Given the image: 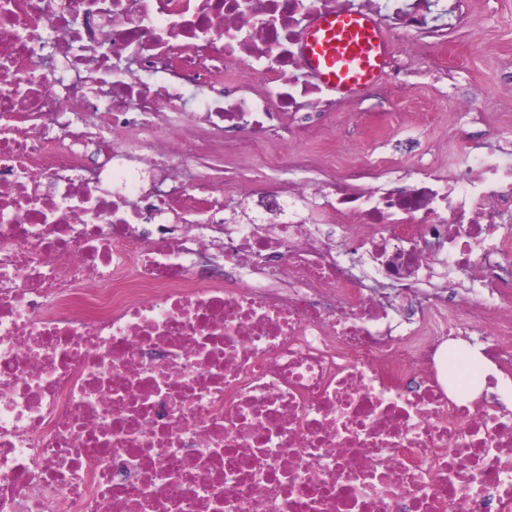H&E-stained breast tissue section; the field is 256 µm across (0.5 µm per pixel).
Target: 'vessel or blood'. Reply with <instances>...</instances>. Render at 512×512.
I'll return each mask as SVG.
<instances>
[{
	"label": "vessel or blood",
	"instance_id": "vessel-or-blood-1",
	"mask_svg": "<svg viewBox=\"0 0 512 512\" xmlns=\"http://www.w3.org/2000/svg\"><path fill=\"white\" fill-rule=\"evenodd\" d=\"M302 50L309 69L344 98L379 79L390 54L377 20L354 11L318 15L304 32Z\"/></svg>",
	"mask_w": 512,
	"mask_h": 512
}]
</instances>
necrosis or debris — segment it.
<instances>
[{"instance_id":"1","label":"necrosis or debris","mask_w":512,"mask_h":512,"mask_svg":"<svg viewBox=\"0 0 512 512\" xmlns=\"http://www.w3.org/2000/svg\"><path fill=\"white\" fill-rule=\"evenodd\" d=\"M464 4L0 0V512H512V389L464 402L448 346L483 330L512 370V150L385 183L359 112L345 174L294 150L279 192L234 178L243 224L194 168L315 136L317 15L405 31L395 79ZM438 265L481 290L422 292Z\"/></svg>"}]
</instances>
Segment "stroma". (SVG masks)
Listing matches in <instances>:
<instances>
[{
	"label": "stroma",
	"instance_id": "stroma-1",
	"mask_svg": "<svg viewBox=\"0 0 512 512\" xmlns=\"http://www.w3.org/2000/svg\"><path fill=\"white\" fill-rule=\"evenodd\" d=\"M472 3L471 14L449 19L432 39L424 63L404 72L401 94L376 83L337 108L335 128L344 127L352 112L425 113V120L408 122L376 145L378 156L413 167L447 163L457 137L469 135L488 147L512 134V127L494 121L496 113H512V0ZM461 95L470 100L469 111H454Z\"/></svg>",
	"mask_w": 512,
	"mask_h": 512
}]
</instances>
